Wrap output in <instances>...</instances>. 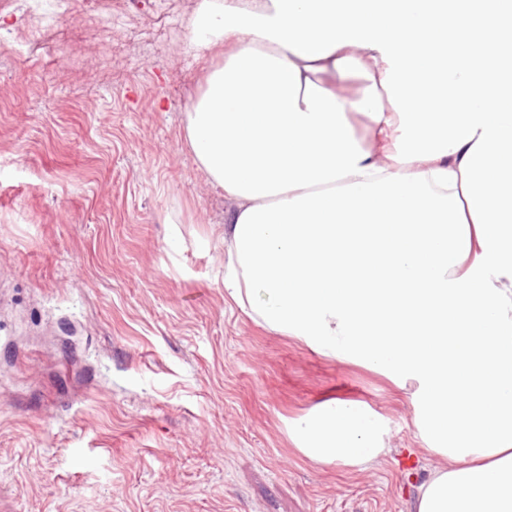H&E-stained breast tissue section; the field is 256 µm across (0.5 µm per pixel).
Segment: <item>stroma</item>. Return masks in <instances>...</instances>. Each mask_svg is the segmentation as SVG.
<instances>
[{
	"instance_id": "1",
	"label": "stroma",
	"mask_w": 512,
	"mask_h": 512,
	"mask_svg": "<svg viewBox=\"0 0 512 512\" xmlns=\"http://www.w3.org/2000/svg\"><path fill=\"white\" fill-rule=\"evenodd\" d=\"M201 0L0 9V512H415L438 461L401 393L224 298L235 209L184 138ZM388 424L355 469L286 420L333 398Z\"/></svg>"
}]
</instances>
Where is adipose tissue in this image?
Listing matches in <instances>:
<instances>
[{"instance_id":"1","label":"adipose tissue","mask_w":512,"mask_h":512,"mask_svg":"<svg viewBox=\"0 0 512 512\" xmlns=\"http://www.w3.org/2000/svg\"><path fill=\"white\" fill-rule=\"evenodd\" d=\"M193 42L186 141L235 203L225 296L408 391L441 461L417 512H512V0H203ZM287 427L315 464L386 450L353 400Z\"/></svg>"}]
</instances>
